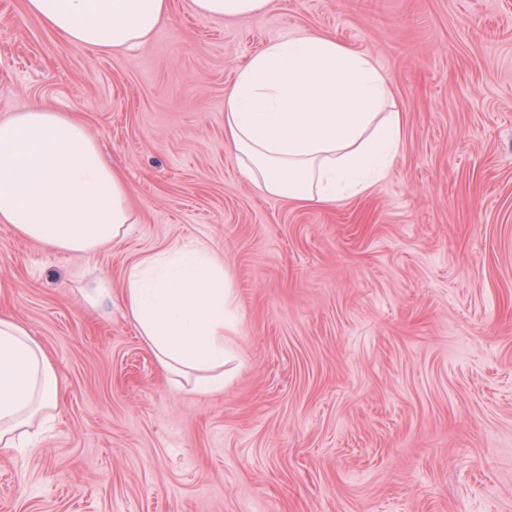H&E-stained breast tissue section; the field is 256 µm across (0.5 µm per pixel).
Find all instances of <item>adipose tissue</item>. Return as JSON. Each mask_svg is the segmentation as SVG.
<instances>
[{
	"instance_id": "1",
	"label": "adipose tissue",
	"mask_w": 512,
	"mask_h": 512,
	"mask_svg": "<svg viewBox=\"0 0 512 512\" xmlns=\"http://www.w3.org/2000/svg\"><path fill=\"white\" fill-rule=\"evenodd\" d=\"M272 0H192L215 19L256 16ZM66 43L111 52L145 42L169 0H26ZM392 88L366 54L327 36L273 40L224 92V139L265 194L302 204L362 195L402 139ZM123 176L86 126L41 104L0 119V223L46 248L89 255L119 244L134 214ZM223 260L203 240L177 241L131 264L122 304L171 380L224 388L225 337L236 335ZM52 361L29 329L0 317V447L30 448L55 416Z\"/></svg>"
}]
</instances>
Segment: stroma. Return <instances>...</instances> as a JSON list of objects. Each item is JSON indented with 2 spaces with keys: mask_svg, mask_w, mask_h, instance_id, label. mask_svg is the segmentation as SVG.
<instances>
[{
  "mask_svg": "<svg viewBox=\"0 0 512 512\" xmlns=\"http://www.w3.org/2000/svg\"><path fill=\"white\" fill-rule=\"evenodd\" d=\"M309 33L370 55L404 114L387 176L328 206L262 194L224 142L238 67ZM45 101L136 222L88 256L0 223V313L59 385L35 447L0 449V512H512V0H169L112 53L0 0V119ZM193 239L242 316L209 394L162 376L119 301L131 263ZM272 0H192L196 13L208 18L233 19L267 11Z\"/></svg>",
  "mask_w": 512,
  "mask_h": 512,
  "instance_id": "stroma-1",
  "label": "stroma"
}]
</instances>
